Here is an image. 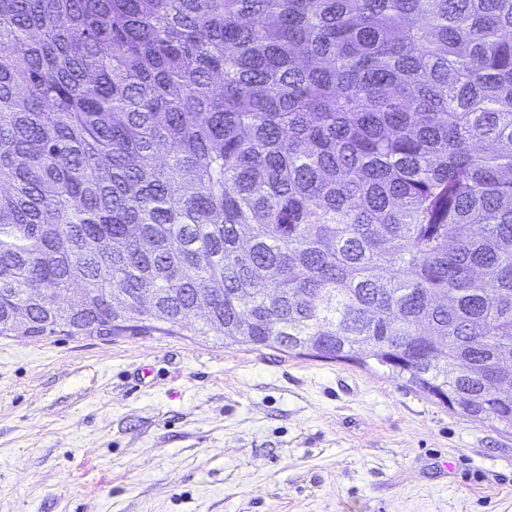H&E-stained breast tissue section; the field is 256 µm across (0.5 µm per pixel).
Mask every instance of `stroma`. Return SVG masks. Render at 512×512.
I'll return each mask as SVG.
<instances>
[{
	"mask_svg": "<svg viewBox=\"0 0 512 512\" xmlns=\"http://www.w3.org/2000/svg\"><path fill=\"white\" fill-rule=\"evenodd\" d=\"M0 512H512V430L374 363L0 336Z\"/></svg>",
	"mask_w": 512,
	"mask_h": 512,
	"instance_id": "stroma-1",
	"label": "stroma"
}]
</instances>
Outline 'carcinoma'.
Wrapping results in <instances>:
<instances>
[{"mask_svg": "<svg viewBox=\"0 0 512 512\" xmlns=\"http://www.w3.org/2000/svg\"><path fill=\"white\" fill-rule=\"evenodd\" d=\"M0 177V336L372 360L512 428V0H0Z\"/></svg>", "mask_w": 512, "mask_h": 512, "instance_id": "obj_1", "label": "carcinoma"}]
</instances>
